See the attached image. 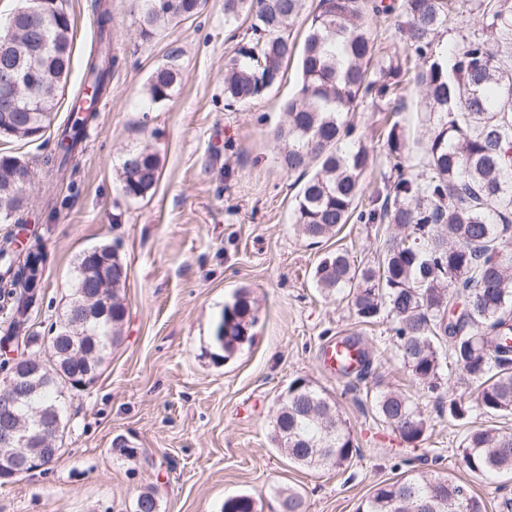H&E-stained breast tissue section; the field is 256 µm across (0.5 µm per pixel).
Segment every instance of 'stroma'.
I'll return each mask as SVG.
<instances>
[{
    "label": "stroma",
    "instance_id": "stroma-1",
    "mask_svg": "<svg viewBox=\"0 0 512 512\" xmlns=\"http://www.w3.org/2000/svg\"><path fill=\"white\" fill-rule=\"evenodd\" d=\"M112 40L122 58L106 106L63 179L40 173L54 140L0 142V155L24 158L33 172L21 215L48 254L38 336L64 319L76 281V260L101 244L128 265L127 314L121 339L96 381L65 394L64 448L45 468L0 485V512H132L138 495L154 490L160 512H222L225 498L246 494L258 512H278V493L301 492L307 512H356L376 484L411 473H437L469 483L487 512H512V477H473L461 460L466 426L449 424L438 398L473 395L463 374L438 393L417 385L392 351L386 316L359 322L351 303L324 298L313 272L328 252L344 249L359 265H377L388 224H347L313 242L294 224L301 186L280 166L271 138L282 105L297 90L288 67L263 97L245 105L224 99V62L249 21L224 22V0H204L199 14L141 41L136 0H106ZM74 19L72 64L55 114L69 115L70 94L83 81L94 30L91 0H67ZM176 65L171 97L150 103L149 76ZM421 97L398 102L410 170L423 169L419 149L426 125ZM372 164L362 177L361 205L384 190L389 176L379 134L386 115L370 102L350 113ZM150 145L160 177L146 197H124L117 178L123 155ZM240 288L259 307L252 343L228 360L214 342L224 304ZM357 335L371 351L365 379L325 371L320 350ZM312 380L337 399L361 450L345 469L301 468L271 443L276 403L295 378ZM404 392L429 416L426 440L409 444L363 403L374 380ZM124 436L137 460L116 456Z\"/></svg>",
    "mask_w": 512,
    "mask_h": 512
}]
</instances>
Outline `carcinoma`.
I'll return each mask as SVG.
<instances>
[{
  "label": "carcinoma",
  "instance_id": "cac0c4a2",
  "mask_svg": "<svg viewBox=\"0 0 512 512\" xmlns=\"http://www.w3.org/2000/svg\"><path fill=\"white\" fill-rule=\"evenodd\" d=\"M58 15L40 31L38 56L31 54L34 21L22 18L8 56L31 72L33 84L20 90L19 110L9 121V138L26 140L29 131L50 128L67 83L73 22L65 0H47ZM142 0L138 34L144 41L198 13L200 0ZM251 18L252 37L224 64V99L247 104L279 83L283 67L298 58L299 86L285 104V122L274 132L282 169L305 178L294 208V224L310 240L336 234L343 224H392L378 266H360L345 250L327 254L314 280L327 297H347L358 318L370 323L381 313L396 336L395 356L416 384L435 391L458 367L477 384L473 399H448V420L468 419L473 408L493 420L512 415V72L497 66L490 39L464 36L451 56L438 51L437 37L452 19L472 21L491 35L512 41V0H224V22ZM397 14L399 44L379 48L366 17ZM307 26L302 48L288 38L296 22ZM111 15L96 7V46L85 63L84 85L101 97L110 90L120 57L112 47ZM414 82L432 124L422 146L421 173L405 171L408 151L399 121L382 132L386 157L396 171L380 203L358 208L361 178L371 157L348 114L364 100L376 106L399 100ZM178 82L173 66L148 78L154 103L169 99ZM76 92L70 115L55 131L57 152L45 161L46 174L63 172L81 148L96 107L83 106ZM22 158L0 156V218L23 206L26 185L17 175ZM159 159L144 146L127 151L118 170L123 194L144 197L158 181ZM14 238L0 240V309L9 315L4 338L24 333L25 347L37 346L29 331L46 272L43 244L20 252ZM102 265L79 255L76 287L69 305L100 277ZM126 280L110 288L112 305L79 325V347L56 357L58 375L34 377L29 404L15 412L36 433L28 452L49 464L61 448L45 443L53 426L66 422L60 400L64 388L99 371L108 349L120 339L126 317ZM258 307L246 288L224 304L214 340L228 359L254 340ZM365 403L409 444L426 439L431 421L406 395L381 383L365 392ZM272 442L288 461L308 468L349 467L359 456L349 422L338 402L299 377L277 402ZM464 468L476 476L512 474V431L493 425L466 430L461 443ZM140 512H159L156 493L139 494ZM224 512H256L247 495L224 499ZM279 512H307L303 497L279 494ZM357 512H486L469 484L448 476L411 474L375 486Z\"/></svg>",
  "mask_w": 512,
  "mask_h": 512
}]
</instances>
